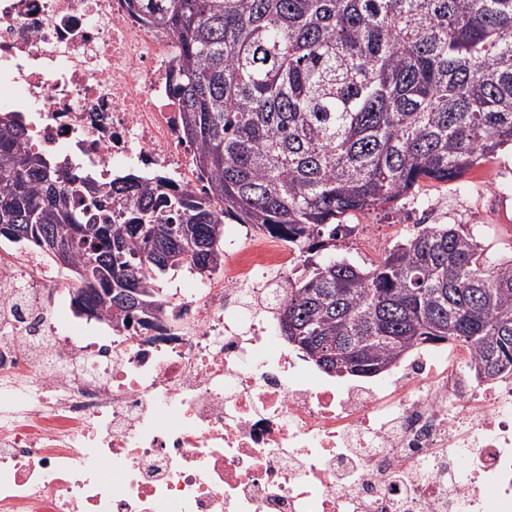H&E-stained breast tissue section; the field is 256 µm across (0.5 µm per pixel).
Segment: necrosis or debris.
Returning <instances> with one entry per match:
<instances>
[{"instance_id":"obj_1","label":"necrosis or debris","mask_w":512,"mask_h":512,"mask_svg":"<svg viewBox=\"0 0 512 512\" xmlns=\"http://www.w3.org/2000/svg\"><path fill=\"white\" fill-rule=\"evenodd\" d=\"M171 35L127 0H0V112L72 174L199 187ZM292 249L249 224L151 324L74 333L53 261L0 241V512H512V375L423 349L339 384L268 300Z\"/></svg>"}]
</instances>
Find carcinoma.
Returning a JSON list of instances; mask_svg holds the SVG:
<instances>
[{"label": "carcinoma", "mask_w": 512, "mask_h": 512, "mask_svg": "<svg viewBox=\"0 0 512 512\" xmlns=\"http://www.w3.org/2000/svg\"><path fill=\"white\" fill-rule=\"evenodd\" d=\"M170 31L183 136L207 184L76 181L0 113V239L51 257L71 303L151 316L159 276L222 267L224 219L283 239L303 273L281 334L325 373L370 378L430 343H471L477 379L512 371V256L431 224L369 268L318 262L342 218L394 209L512 146V0H128Z\"/></svg>", "instance_id": "1"}]
</instances>
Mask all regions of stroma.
Wrapping results in <instances>:
<instances>
[{
	"label": "stroma",
	"mask_w": 512,
	"mask_h": 512,
	"mask_svg": "<svg viewBox=\"0 0 512 512\" xmlns=\"http://www.w3.org/2000/svg\"><path fill=\"white\" fill-rule=\"evenodd\" d=\"M496 183V191L485 188ZM329 256L367 267L385 248L413 233L420 224H462L492 252L512 253V150L470 170L461 180L426 181L396 213L381 210L346 217Z\"/></svg>",
	"instance_id": "1"
}]
</instances>
